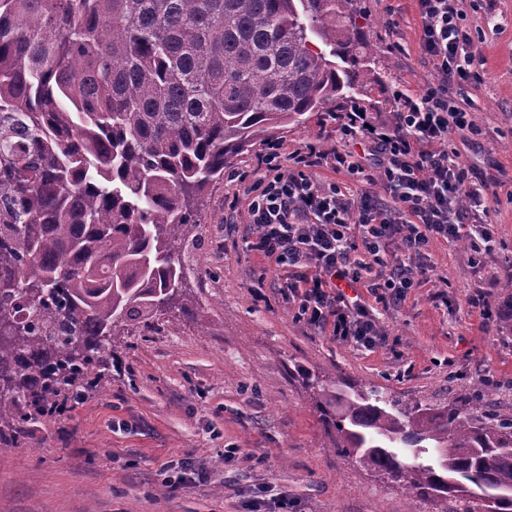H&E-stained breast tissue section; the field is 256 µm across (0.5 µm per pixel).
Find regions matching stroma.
Returning a JSON list of instances; mask_svg holds the SVG:
<instances>
[{
  "label": "stroma",
  "mask_w": 512,
  "mask_h": 512,
  "mask_svg": "<svg viewBox=\"0 0 512 512\" xmlns=\"http://www.w3.org/2000/svg\"><path fill=\"white\" fill-rule=\"evenodd\" d=\"M368 50L356 100L390 122L391 91L418 93L434 72L419 48L416 0H361ZM483 80L469 88L474 131L450 145L471 180L497 193L489 202L490 250L467 239L432 242L416 265L427 273L389 304L363 284L349 289L373 314L383 343L342 344L299 321L283 294L286 272L247 248L243 185L224 181L199 202L189 225L185 286L193 315L126 327L100 356L99 387L63 415L0 433V512H449L450 502L410 501L402 483L337 452L308 379L373 387L431 407L481 395L512 416V0H462ZM285 151L336 142L327 113L288 126ZM237 199L229 209L228 199ZM499 321L485 327L470 298ZM187 457L202 475L176 492L164 463Z\"/></svg>",
  "instance_id": "stroma-1"
}]
</instances>
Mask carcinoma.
Masks as SVG:
<instances>
[{"mask_svg":"<svg viewBox=\"0 0 512 512\" xmlns=\"http://www.w3.org/2000/svg\"><path fill=\"white\" fill-rule=\"evenodd\" d=\"M361 17L357 0H0L1 426L100 384L130 322L190 311L193 201L242 151L354 98ZM311 386L336 451L412 500L512 512V418Z\"/></svg>","mask_w":512,"mask_h":512,"instance_id":"cac0c4a2","label":"carcinoma"}]
</instances>
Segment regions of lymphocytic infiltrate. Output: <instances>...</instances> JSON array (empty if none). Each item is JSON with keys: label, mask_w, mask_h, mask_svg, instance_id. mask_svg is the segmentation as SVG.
Instances as JSON below:
<instances>
[{"label": "lymphocytic infiltrate", "mask_w": 512, "mask_h": 512, "mask_svg": "<svg viewBox=\"0 0 512 512\" xmlns=\"http://www.w3.org/2000/svg\"><path fill=\"white\" fill-rule=\"evenodd\" d=\"M460 2L417 0L419 47L435 79L419 94L394 89L391 122L373 123L363 107L349 106L331 116V151L310 145L286 153L274 143L258 158L263 177L233 175L251 196L250 250L288 269L286 288L298 301V320L336 341L365 349L383 342L373 316L345 287L362 282L397 302L423 273L410 257L432 241L465 238L476 250L492 241L487 186L468 180L448 147L453 134L472 129L464 93L482 81ZM357 144L379 153L374 167L358 160ZM324 166L362 177L366 190L355 197L336 184L319 186L313 172ZM374 183L382 194L371 191Z\"/></svg>", "instance_id": "1"}]
</instances>
